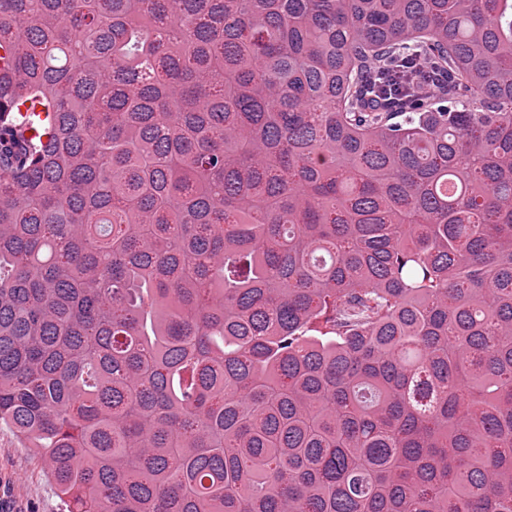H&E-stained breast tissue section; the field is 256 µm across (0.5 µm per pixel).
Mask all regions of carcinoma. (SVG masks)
<instances>
[{
  "instance_id": "obj_1",
  "label": "carcinoma",
  "mask_w": 512,
  "mask_h": 512,
  "mask_svg": "<svg viewBox=\"0 0 512 512\" xmlns=\"http://www.w3.org/2000/svg\"><path fill=\"white\" fill-rule=\"evenodd\" d=\"M0 422L66 512H512V0H0Z\"/></svg>"
}]
</instances>
